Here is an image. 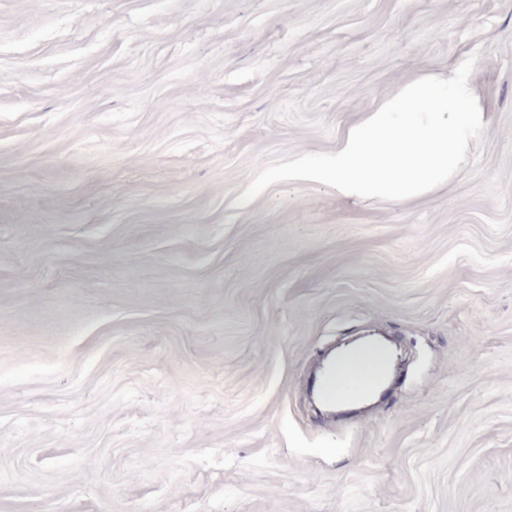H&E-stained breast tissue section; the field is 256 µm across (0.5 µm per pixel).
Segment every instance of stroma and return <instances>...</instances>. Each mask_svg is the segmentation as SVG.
I'll list each match as a JSON object with an SVG mask.
<instances>
[{"label": "stroma", "instance_id": "obj_1", "mask_svg": "<svg viewBox=\"0 0 512 512\" xmlns=\"http://www.w3.org/2000/svg\"><path fill=\"white\" fill-rule=\"evenodd\" d=\"M447 185L296 173L420 71ZM0 512H512V0H0ZM370 330L390 396L321 424Z\"/></svg>", "mask_w": 512, "mask_h": 512}]
</instances>
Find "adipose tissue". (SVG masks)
Here are the masks:
<instances>
[{
    "label": "adipose tissue",
    "instance_id": "adipose-tissue-1",
    "mask_svg": "<svg viewBox=\"0 0 512 512\" xmlns=\"http://www.w3.org/2000/svg\"><path fill=\"white\" fill-rule=\"evenodd\" d=\"M493 121L470 67L425 70L349 124L332 157L300 169L344 199L407 201L455 177Z\"/></svg>",
    "mask_w": 512,
    "mask_h": 512
}]
</instances>
